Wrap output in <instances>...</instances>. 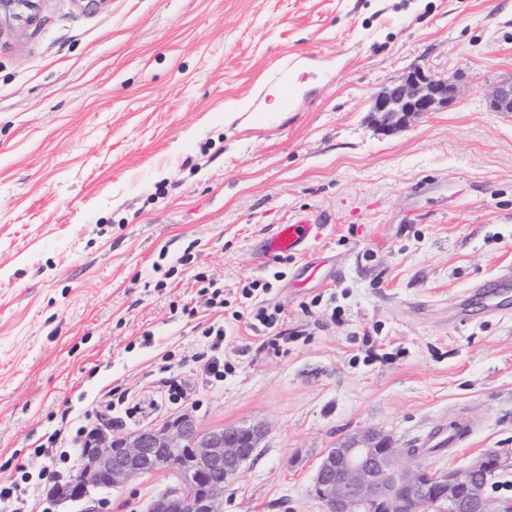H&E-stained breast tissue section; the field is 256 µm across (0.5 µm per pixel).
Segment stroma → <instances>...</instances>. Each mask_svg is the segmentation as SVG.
I'll use <instances>...</instances> for the list:
<instances>
[{
	"label": "stroma",
	"instance_id": "35a3bbf8",
	"mask_svg": "<svg viewBox=\"0 0 512 512\" xmlns=\"http://www.w3.org/2000/svg\"><path fill=\"white\" fill-rule=\"evenodd\" d=\"M42 16L0 36L1 485L22 462L35 512H146L174 473L46 500L34 448L60 432L78 468L75 430L105 406L116 437L184 413L265 423L223 512H320L317 462L363 427L435 469L512 451V295L494 313L470 296L512 268V114L487 105L512 79V0H44ZM416 65L459 76L460 100L379 131L373 95ZM286 69L293 105L255 122ZM309 213L324 229L306 255H259ZM199 273L228 322L244 284L270 283L287 342L240 329L207 377ZM454 419L475 423L459 447L408 455Z\"/></svg>",
	"mask_w": 512,
	"mask_h": 512
}]
</instances>
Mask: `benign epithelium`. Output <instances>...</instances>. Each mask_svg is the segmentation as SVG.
I'll list each match as a JSON object with an SVG mask.
<instances>
[{"label":"benign epithelium","instance_id":"1","mask_svg":"<svg viewBox=\"0 0 512 512\" xmlns=\"http://www.w3.org/2000/svg\"><path fill=\"white\" fill-rule=\"evenodd\" d=\"M43 0H0V36L40 20ZM460 77H436L414 66L373 97L370 112L382 131L393 133L411 119L453 106ZM491 111L512 112V81L488 94ZM268 433L262 422L204 430L183 414L159 428L125 436L106 434L80 450L73 477L74 502L100 487H120L143 475L172 471L174 489L153 500L147 512H223L224 482L255 457ZM403 452L388 435L364 428L324 450L313 478L320 512H505L489 493L495 478L512 468L511 452H490L461 468L402 469Z\"/></svg>","mask_w":512,"mask_h":512}]
</instances>
